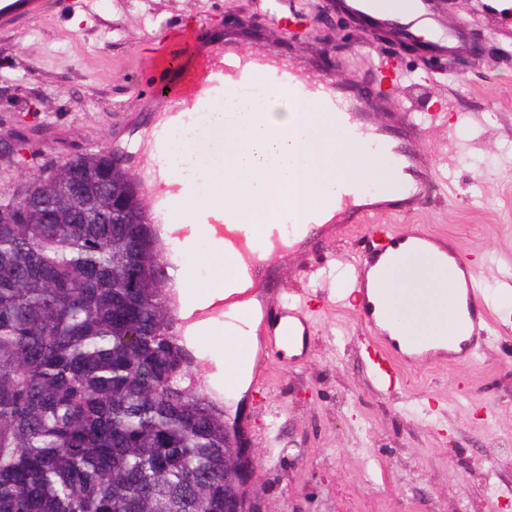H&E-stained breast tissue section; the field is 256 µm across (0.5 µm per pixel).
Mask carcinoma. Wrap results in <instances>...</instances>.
Masks as SVG:
<instances>
[{"label": "carcinoma", "mask_w": 512, "mask_h": 512, "mask_svg": "<svg viewBox=\"0 0 512 512\" xmlns=\"http://www.w3.org/2000/svg\"><path fill=\"white\" fill-rule=\"evenodd\" d=\"M134 186L98 151L0 200V512H224V410L168 333Z\"/></svg>", "instance_id": "carcinoma-1"}]
</instances>
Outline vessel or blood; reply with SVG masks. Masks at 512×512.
<instances>
[{
    "label": "vessel or blood",
    "instance_id": "obj_1",
    "mask_svg": "<svg viewBox=\"0 0 512 512\" xmlns=\"http://www.w3.org/2000/svg\"><path fill=\"white\" fill-rule=\"evenodd\" d=\"M337 12L355 19L364 38L359 58L348 66L354 75L339 83L328 75L307 68L298 56L281 60L275 51L253 56L241 51L243 33L224 35V55L204 53L202 34H185L182 52L163 56L156 64L162 72L157 89L173 104L174 112L203 111L223 96L244 90L250 79L252 63L267 68V85L289 108L312 102L320 118L332 121L358 145L383 153L396 177L390 199L372 200L367 180L355 176L340 180L335 187L336 224H361L372 238V245L359 256L353 276L344 283V293L354 296V308L362 325L361 339L379 379L397 381L399 369L433 357L451 364L474 359L488 341L494 326L493 306L477 271L452 243H439L423 232H398L391 225L374 223L378 213L390 211L407 215L430 194L435 185L447 184L431 159L416 149L415 143L439 120V113L410 112L401 96L409 86L427 85V78L397 66L398 48L416 46L426 56L450 59L458 51L456 35L442 19L438 0H333ZM369 77H361V70ZM399 114L397 127L387 118ZM158 186L156 203L166 208L169 196L177 195L178 185L163 166H156ZM317 211L289 214L287 224H245L238 212L224 213V254L233 265L234 276L253 277L256 266L267 257L286 252L304 237L307 226L321 223ZM442 246L450 257V275L457 288L453 303L460 316L459 339L454 348L432 349L426 340L408 333L403 339L391 337L386 326L396 312L388 309L380 294L384 273L401 267L412 275L413 265L434 260L433 249ZM310 334L309 323L300 303L286 301L270 311L267 319L269 343L296 346Z\"/></svg>",
    "mask_w": 512,
    "mask_h": 512
}]
</instances>
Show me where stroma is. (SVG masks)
<instances>
[{"instance_id":"1","label":"stroma","mask_w":512,"mask_h":512,"mask_svg":"<svg viewBox=\"0 0 512 512\" xmlns=\"http://www.w3.org/2000/svg\"><path fill=\"white\" fill-rule=\"evenodd\" d=\"M441 4L468 39L415 106L445 104L468 135L441 127L418 141L445 164L448 190L389 222L456 239L491 293L512 284V0ZM250 22L249 53L297 48L349 77L360 36L329 0H40L0 25V196L72 156L119 150L152 208L151 130L163 118L152 58L200 26L222 53L225 32ZM364 235L331 224L256 270L261 307L288 297L312 308L302 360L262 347L244 394L216 396L255 459L261 512H512V309L474 361L424 360L387 387L360 349L353 306L337 303Z\"/></svg>"}]
</instances>
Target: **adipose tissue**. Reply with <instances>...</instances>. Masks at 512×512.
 <instances>
[{
	"label": "adipose tissue",
	"mask_w": 512,
	"mask_h": 512,
	"mask_svg": "<svg viewBox=\"0 0 512 512\" xmlns=\"http://www.w3.org/2000/svg\"><path fill=\"white\" fill-rule=\"evenodd\" d=\"M252 93L216 102L199 131L173 132L166 164L185 190L173 204L171 216L210 209H234L250 224H266L275 212L298 208L321 211L333 207L332 185L341 175H363L378 195L389 194L384 158L345 142L334 126L301 127L296 111L272 94L263 71H255ZM187 262L176 274L191 316L189 341L215 368L217 383L235 391L250 374L257 350L259 322L250 312L256 298L245 286H225L232 268L224 258V238L213 227H193L185 250ZM428 301L405 307L415 332L442 346L455 341L456 312L442 308L450 296L441 269L421 273ZM227 306L230 323L215 318L194 319V312Z\"/></svg>",
	"instance_id": "obj_1"
}]
</instances>
